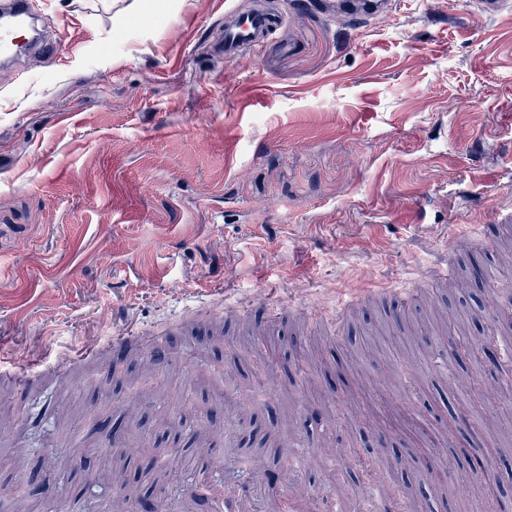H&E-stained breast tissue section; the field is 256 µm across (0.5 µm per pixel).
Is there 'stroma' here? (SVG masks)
<instances>
[{"instance_id": "obj_1", "label": "stroma", "mask_w": 512, "mask_h": 512, "mask_svg": "<svg viewBox=\"0 0 512 512\" xmlns=\"http://www.w3.org/2000/svg\"><path fill=\"white\" fill-rule=\"evenodd\" d=\"M280 17L264 44L220 59L216 0H33L52 50L0 66V512L33 470L48 481L31 512H99L153 492L164 512H211L225 489L254 512H283L289 486L363 512L370 470L401 455L390 480L428 512H489L512 473L463 472L435 454L455 444H512V427L470 438L451 416L467 373L425 312L475 315L482 335L512 298L449 292L477 263L512 277V256L472 243L512 235V14L472 0H394L372 21L325 0H226ZM430 285L391 325L388 289ZM355 298L344 319L336 303ZM371 320L383 346L364 349ZM264 338L236 363L207 343ZM175 347L161 401L171 416L206 409L199 374H231L267 400L224 417L213 447L181 433L140 486L100 484L80 449L116 448L129 469L138 440L87 431L105 403L139 429L154 406L107 383L114 339ZM423 354L413 373L406 345ZM318 353L330 379L358 373L359 402L339 411L283 357ZM271 374L254 371L256 362ZM381 441L359 466L354 449Z\"/></svg>"}]
</instances>
